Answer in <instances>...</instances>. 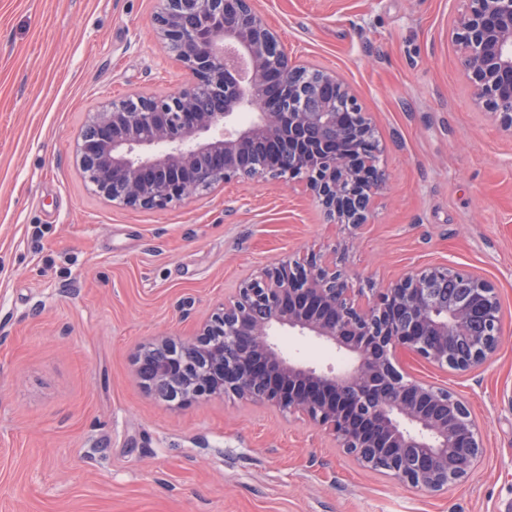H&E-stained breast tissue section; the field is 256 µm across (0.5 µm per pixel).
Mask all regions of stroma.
Returning a JSON list of instances; mask_svg holds the SVG:
<instances>
[{"instance_id":"1","label":"stroma","mask_w":512,"mask_h":512,"mask_svg":"<svg viewBox=\"0 0 512 512\" xmlns=\"http://www.w3.org/2000/svg\"><path fill=\"white\" fill-rule=\"evenodd\" d=\"M297 60L362 96L386 188L357 231L302 183L235 180L163 209L84 178L101 106L189 77L152 34L158 0H0V512H512V136L472 103L448 33L466 0H256ZM350 238L342 266L382 286L452 263L496 288L503 340L467 372L411 358L486 426L464 483L430 493L362 469L301 415L233 397L178 407L135 361L190 338L279 258ZM293 359L346 356L284 329Z\"/></svg>"}]
</instances>
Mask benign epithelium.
<instances>
[{"mask_svg": "<svg viewBox=\"0 0 512 512\" xmlns=\"http://www.w3.org/2000/svg\"><path fill=\"white\" fill-rule=\"evenodd\" d=\"M451 21L473 104L512 134V0H468ZM155 33L192 80L168 95H131L94 113L77 155L112 202L163 209L237 178L303 180L327 219L358 228L384 187L373 126L335 72L293 62L254 0H161ZM242 112L250 113L245 123ZM500 301L480 275L448 265L356 288L313 253L260 268L194 336L156 340L136 358L151 390L182 404L233 395L300 413L364 469L441 491L468 478L484 428L456 394L404 372L407 352L468 372L503 336ZM288 327L348 356L337 371L285 357ZM467 338L469 349L453 347Z\"/></svg>", "mask_w": 512, "mask_h": 512, "instance_id": "1", "label": "benign epithelium"}]
</instances>
